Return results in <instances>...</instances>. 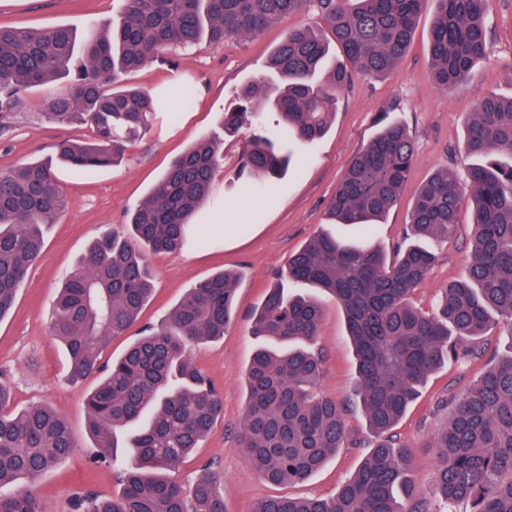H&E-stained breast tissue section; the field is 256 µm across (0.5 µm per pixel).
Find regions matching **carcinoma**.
Returning a JSON list of instances; mask_svg holds the SVG:
<instances>
[{"label": "carcinoma", "mask_w": 512, "mask_h": 512, "mask_svg": "<svg viewBox=\"0 0 512 512\" xmlns=\"http://www.w3.org/2000/svg\"><path fill=\"white\" fill-rule=\"evenodd\" d=\"M429 74L451 93L487 50L488 0H318L331 38L306 27L289 31L267 61L268 78L246 85L242 111L226 112L233 133L242 116L266 108L299 141L321 137L339 97L355 75H388L410 43L427 2ZM306 0H124L117 19L84 39L68 26L0 27V128H7L21 95L47 90L49 116L80 123L91 138L63 140L49 160L0 172V319L11 309L43 245V229L67 205L57 163L80 170L115 165L142 130L193 105L177 83L148 90L122 84L163 60L172 47L254 36L302 10ZM346 62L328 63L330 43ZM378 133L354 156L328 212L341 224L369 228L397 204L410 173L415 141L401 122L382 115ZM222 139L206 137L176 158L128 219V234L103 232L59 289L51 316L74 379L100 376L87 395L96 461L116 462L117 431L133 463L121 492L110 499L85 494L74 512H224L215 473L205 468L191 488L167 476L198 447L224 415L223 397L188 356L191 347L224 337L236 319L237 274L224 270L189 289L157 325L145 327L117 359L107 342L139 317L152 292L149 253H178L194 241L191 220L209 199L224 160ZM466 156L475 160L466 184L448 171L419 189L409 214L416 235L446 238L466 201L472 205V252L464 280L441 289L435 309L411 301L436 256L416 245L392 253L322 233L288 263V280L311 284L342 307L356 359L355 392L378 441L358 472L328 499L274 497L255 512H427L415 499L410 451L387 432L420 385L446 360L465 353L458 343L494 317L512 337V97L488 93L466 122ZM292 159L289 146L265 129L254 135L240 178L254 185ZM321 301L270 288L251 316V334L265 341L246 372L241 448L272 484L309 479L345 446L342 408L313 391L320 354L309 349L320 332ZM0 384V512H41L39 476L70 455L74 441L56 410L35 405L9 410ZM437 480L448 502L467 512H512V355L475 381L453 417L435 436ZM413 503L406 508L398 495Z\"/></svg>", "instance_id": "cac0c4a2"}]
</instances>
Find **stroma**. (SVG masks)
Listing matches in <instances>:
<instances>
[{"label":"stroma","instance_id":"obj_1","mask_svg":"<svg viewBox=\"0 0 512 512\" xmlns=\"http://www.w3.org/2000/svg\"><path fill=\"white\" fill-rule=\"evenodd\" d=\"M121 9V0H0V26L65 25L81 35L90 23H110ZM430 18V12L422 13L390 76L371 81L354 78L339 99L328 132L313 141L294 143V158L287 171L271 183L247 191L238 178L252 125H243L225 137L224 165L213 181L210 201L196 217L198 242L180 253L149 255L155 276L153 297L138 325L106 345L105 356L120 357L141 326L161 321L188 288L223 269L239 273L236 321L222 339L201 344L192 352L194 363L222 393L224 416L178 472L182 484L189 486L204 466H212L224 480L225 512H253L259 502L273 496H331L358 470L376 441L355 403L356 363L342 309L335 300L324 299L314 345L324 366L317 390L343 408L348 445L305 482H265L238 447L246 370L258 346L249 331L250 316L267 288L276 280L287 281L289 258L317 232L325 230L392 249L411 237L408 213L423 183L442 169L466 182L472 161L463 149L465 126L477 97L490 92L512 96V0H489L487 55L474 66L469 81L449 94L436 89L428 76ZM299 26L322 29L317 0H307L299 13L259 36L172 49L168 64L147 66L130 81L149 90L174 81L184 83L194 91L191 110L180 113L166 130L152 128L142 133L114 167L59 169L68 206L50 225L39 259L30 268L13 308L0 320V381L11 390V408L19 411L37 403L53 406L67 418L76 443L73 453L38 484L42 512H72L73 497L79 491L103 498L120 491L117 469L93 461L95 448L84 398L97 380L69 378L63 350L51 333L56 289L85 256L97 232H125L129 212L156 187L172 160L201 138L219 132L222 115L236 106L240 88L265 76L268 56ZM44 110L43 90L28 92L12 118L11 129L0 133V171L49 158L59 141L86 136L83 126L57 124ZM384 112L403 121L416 141L415 160L400 200L370 234L356 225L329 223L327 204L353 156L377 133V118ZM470 218L468 207H461L456 232L447 242L415 238L438 256L412 297L417 307L430 309L439 288L464 276L470 254ZM470 346L472 355L443 365L421 385L392 430L396 440L411 451L413 479L429 512L442 508L435 482V433L449 421L455 402L471 382L512 355V339L498 320Z\"/></svg>","mask_w":512,"mask_h":512}]
</instances>
